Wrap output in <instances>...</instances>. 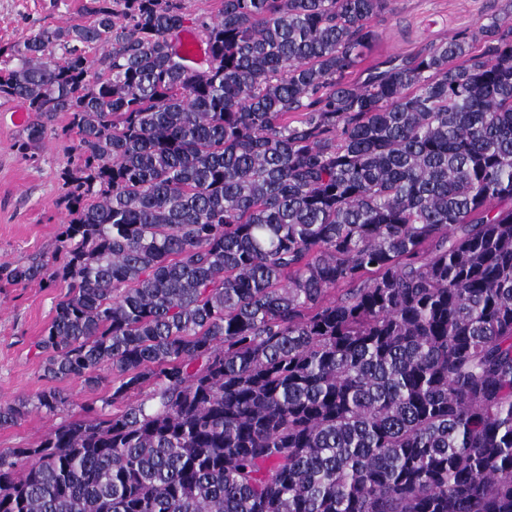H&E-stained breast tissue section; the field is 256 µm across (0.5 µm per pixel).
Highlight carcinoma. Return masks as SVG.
Segmentation results:
<instances>
[{
  "mask_svg": "<svg viewBox=\"0 0 512 512\" xmlns=\"http://www.w3.org/2000/svg\"><path fill=\"white\" fill-rule=\"evenodd\" d=\"M395 4L221 0L201 72L183 0L0 49L21 157L77 140L52 260L0 275L65 289L45 376H113L0 449V512H512V0L367 67Z\"/></svg>",
  "mask_w": 512,
  "mask_h": 512,
  "instance_id": "cac0c4a2",
  "label": "carcinoma"
}]
</instances>
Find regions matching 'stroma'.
Here are the masks:
<instances>
[{
    "label": "stroma",
    "instance_id": "35a3bbf8",
    "mask_svg": "<svg viewBox=\"0 0 512 512\" xmlns=\"http://www.w3.org/2000/svg\"><path fill=\"white\" fill-rule=\"evenodd\" d=\"M86 0H0V47L23 41L42 27H66L85 22ZM504 0H397L395 13L380 17L377 52L405 56L418 47L462 30H474L499 13ZM21 102L0 98V263L27 262L36 255L50 256L59 227L66 219L61 202L65 174L76 158L71 136L62 130L69 122L59 113L52 125L59 137L49 138L25 160L15 143L22 134L13 113ZM60 289L32 282L14 285L0 280V403L33 396L57 387L70 404L62 415L40 410L25 415L16 425L0 428V448L33 443L61 419H77L83 407L100 405L112 392L111 380L95 387L82 380L52 381L31 347L50 324Z\"/></svg>",
    "mask_w": 512,
    "mask_h": 512
}]
</instances>
